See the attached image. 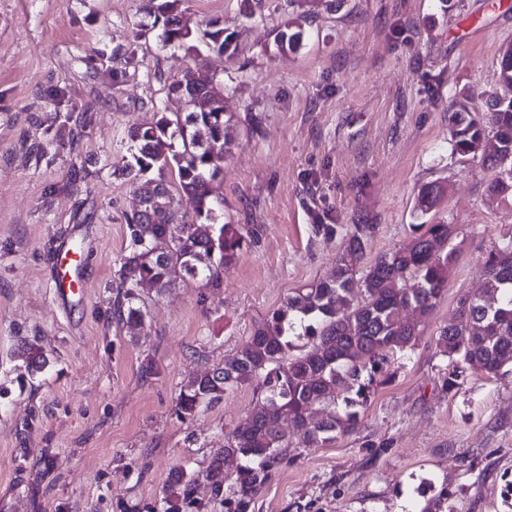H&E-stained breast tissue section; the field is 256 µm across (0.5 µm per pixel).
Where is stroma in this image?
Here are the masks:
<instances>
[{"label": "stroma", "mask_w": 512, "mask_h": 512, "mask_svg": "<svg viewBox=\"0 0 512 512\" xmlns=\"http://www.w3.org/2000/svg\"><path fill=\"white\" fill-rule=\"evenodd\" d=\"M192 28L217 19L239 53L163 44L145 0H0V512H164L174 474L196 480L180 512H225L205 480L252 386L176 413L193 374L233 356L292 295L329 276L351 224L376 227L368 259L415 234L419 190L444 178L431 217L455 225L456 261L414 351L357 432L292 449L252 512H421L417 488L448 489V512H512V370L442 385L440 326L512 235V195L494 170L454 154L448 105L484 116L512 0H181ZM300 20L303 39L279 35ZM202 67L224 86L231 149L216 187L229 224L261 242L222 287L176 282L134 326L112 316V283L135 204L121 172L128 131L179 103L167 86ZM337 228L314 235L312 224ZM81 244L83 300L50 291L54 249ZM38 341L47 364L22 355Z\"/></svg>", "instance_id": "stroma-1"}]
</instances>
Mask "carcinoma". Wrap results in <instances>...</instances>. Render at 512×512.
<instances>
[{
    "label": "carcinoma",
    "instance_id": "cac0c4a2",
    "mask_svg": "<svg viewBox=\"0 0 512 512\" xmlns=\"http://www.w3.org/2000/svg\"><path fill=\"white\" fill-rule=\"evenodd\" d=\"M146 11L163 18L161 37L174 47L190 51L200 40L221 55L237 51L233 34L219 25L193 30L177 12V0L158 6L148 0ZM502 56L509 60L500 61L498 82L512 94V43ZM168 91L184 101L186 111L163 112L153 125L131 127V156L122 166L138 205L125 214L129 250L121 258L112 308L129 325L141 318L146 297L177 280L220 287L224 270L257 246L263 233L260 224L224 223V197L214 186L228 146L221 83L189 69ZM488 111L486 124L455 102L452 152L478 156L512 173V104H502L496 94ZM153 169L158 177H147ZM166 170L174 172L175 182L166 180ZM180 192L194 204L190 221L178 218ZM446 196L445 179L421 188L414 214L422 232L367 266L376 225H351L331 276L297 289L234 356L184 385L178 412L185 418L242 385L261 392L250 413L225 435L207 473L214 497L224 498L227 512H250L254 495L288 460V449L316 448L354 433L370 394L389 383L384 366L417 345L422 318L441 300L455 261V225L424 220ZM299 340L306 341V349L291 353ZM436 342L447 359L443 386L450 391L467 371L496 376L512 366V235L489 251L485 277L459 299L457 317L440 327ZM26 352L31 370L46 365L38 343L28 344ZM293 435L299 442L291 441ZM194 490L195 480L179 475L166 496L186 501Z\"/></svg>",
    "mask_w": 512,
    "mask_h": 512
}]
</instances>
